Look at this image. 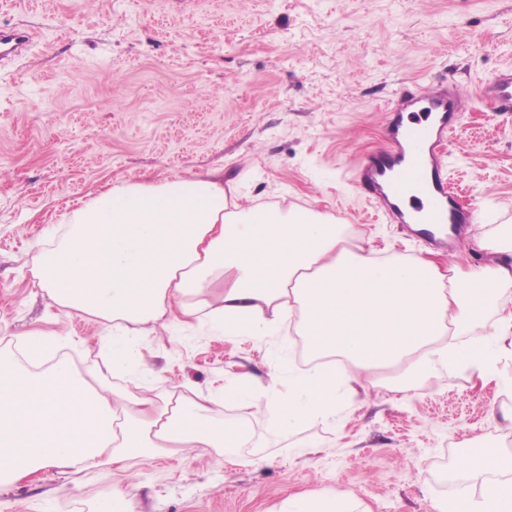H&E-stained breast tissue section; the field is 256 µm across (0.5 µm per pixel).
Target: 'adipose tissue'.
I'll use <instances>...</instances> for the list:
<instances>
[{
  "instance_id": "1",
  "label": "adipose tissue",
  "mask_w": 512,
  "mask_h": 512,
  "mask_svg": "<svg viewBox=\"0 0 512 512\" xmlns=\"http://www.w3.org/2000/svg\"><path fill=\"white\" fill-rule=\"evenodd\" d=\"M62 221L66 240L35 256L31 278L60 315L110 329L115 373L150 380L135 337L186 318L220 335L259 338L297 319L318 363L284 381L276 358L263 390L246 378L224 390L238 405H276L286 428L335 419L342 402L376 386L369 371L377 366H400L391 388L404 392L437 368L498 381L512 359V312L480 326L490 299L512 295V235L479 239L491 260L474 268L383 260L349 251L327 216L243 207L217 171L107 185ZM20 345L29 367L0 360V486L46 469L69 480L165 449L238 448L250 438L240 423L207 425L216 399L175 391L160 403L88 380L65 357L41 371L54 341L31 331ZM497 458L483 466L462 454L460 468L485 477L483 493L472 503L434 501V512H512V453ZM280 512L370 510L311 490L290 494Z\"/></svg>"
}]
</instances>
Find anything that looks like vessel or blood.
Here are the masks:
<instances>
[{
    "label": "vessel or blood",
    "instance_id": "obj_1",
    "mask_svg": "<svg viewBox=\"0 0 512 512\" xmlns=\"http://www.w3.org/2000/svg\"><path fill=\"white\" fill-rule=\"evenodd\" d=\"M482 92L493 112L512 115V68L499 71ZM466 109L456 86L442 82L399 91L388 103L389 145L365 162L358 181L393 223H409L418 213L425 223L447 224L456 233L478 223V214L449 193L437 152Z\"/></svg>",
    "mask_w": 512,
    "mask_h": 512
}]
</instances>
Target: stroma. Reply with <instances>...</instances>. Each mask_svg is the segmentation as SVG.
<instances>
[{"label":"stroma","mask_w":512,"mask_h":512,"mask_svg":"<svg viewBox=\"0 0 512 512\" xmlns=\"http://www.w3.org/2000/svg\"><path fill=\"white\" fill-rule=\"evenodd\" d=\"M29 46L0 65V351L39 328L57 354L115 386L98 319H57L30 266L69 207L106 183L221 171L246 205L332 215L350 249L467 265L475 240L512 228V116L480 88L512 67V0H0V30ZM417 82L457 84L469 106L443 154L448 188L479 208L449 248L377 216L356 181L385 144L384 104ZM155 400L180 387L215 395L249 376L268 383L267 339L176 326L138 337ZM497 382L435 372L408 391L370 390L333 423L283 432L275 414L216 407L251 424L244 447L163 453L149 464L81 476L60 491L51 470L0 488V512H95L135 484L122 512H278L317 488L372 512H434L480 497L453 465L466 439L512 450Z\"/></svg>","instance_id":"obj_1"}]
</instances>
